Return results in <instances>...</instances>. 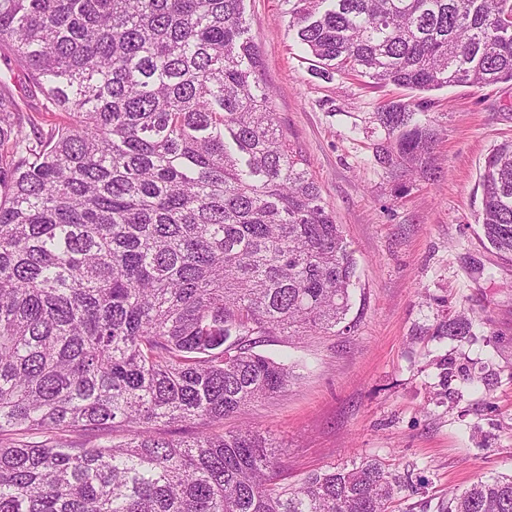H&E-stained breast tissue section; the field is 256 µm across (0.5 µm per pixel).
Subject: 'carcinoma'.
I'll return each instance as SVG.
<instances>
[{"label":"carcinoma","instance_id":"1","mask_svg":"<svg viewBox=\"0 0 512 512\" xmlns=\"http://www.w3.org/2000/svg\"><path fill=\"white\" fill-rule=\"evenodd\" d=\"M244 0H0V512H389L374 460L281 483L274 445L216 423L282 392L276 336H341L356 261L272 107ZM314 67L426 92L512 82V0H304ZM374 157L436 177L432 121L381 107ZM512 256V140L480 176ZM433 335L462 341L472 320ZM189 424L172 438L157 425ZM125 439L113 440L114 433ZM437 512H512V476ZM11 94L19 100L24 110H34L39 106V98L29 92V79L24 73L15 70L7 85Z\"/></svg>","mask_w":512,"mask_h":512}]
</instances>
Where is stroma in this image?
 I'll return each mask as SVG.
<instances>
[{"label":"stroma","instance_id":"1","mask_svg":"<svg viewBox=\"0 0 512 512\" xmlns=\"http://www.w3.org/2000/svg\"><path fill=\"white\" fill-rule=\"evenodd\" d=\"M299 0H245L273 106L301 149L357 262L350 334L276 338L295 378L270 399L217 423L252 425L274 439L282 479L374 459L408 473L394 512L512 474V258L483 236L480 172L512 139V83L412 92L369 79L320 74L297 38ZM420 104L438 133L437 180L378 166L373 114ZM466 314L473 338L435 337ZM447 359V390L439 361Z\"/></svg>","mask_w":512,"mask_h":512}]
</instances>
